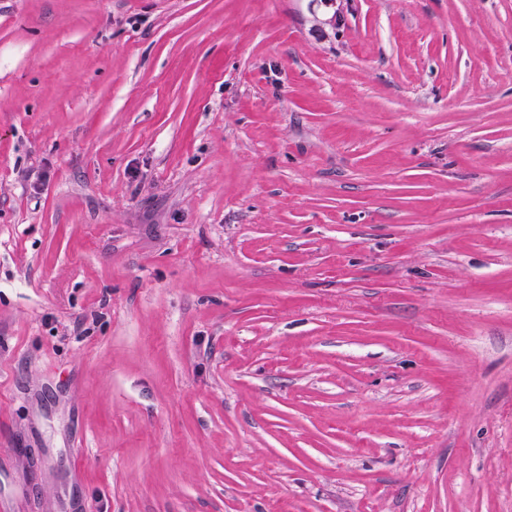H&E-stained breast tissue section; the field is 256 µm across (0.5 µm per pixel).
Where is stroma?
<instances>
[{"label": "stroma", "mask_w": 512, "mask_h": 512, "mask_svg": "<svg viewBox=\"0 0 512 512\" xmlns=\"http://www.w3.org/2000/svg\"><path fill=\"white\" fill-rule=\"evenodd\" d=\"M0 512H512V0H0Z\"/></svg>", "instance_id": "obj_1"}]
</instances>
